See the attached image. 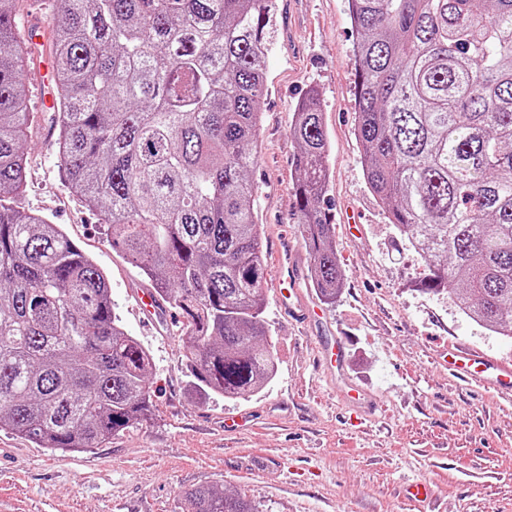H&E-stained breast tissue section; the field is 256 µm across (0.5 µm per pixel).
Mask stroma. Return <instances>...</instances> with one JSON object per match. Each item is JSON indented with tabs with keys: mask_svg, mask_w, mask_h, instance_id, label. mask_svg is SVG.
<instances>
[{
	"mask_svg": "<svg viewBox=\"0 0 512 512\" xmlns=\"http://www.w3.org/2000/svg\"><path fill=\"white\" fill-rule=\"evenodd\" d=\"M356 43L348 0H274L251 204L269 270L290 253L305 300L324 317L297 324L266 288L261 318L277 370L244 399L189 392L179 320L170 310L153 324L140 318L143 276L112 248L98 214L68 193L52 115L37 113L23 205L48 215L106 274L123 327L150 353L153 415L81 451L0 430V512H182L183 491L200 485L246 495L260 512H418L405 493L415 481L430 484L436 512H512V399L464 386L433 363L448 344L512 361V338L467 318L447 292L420 288L423 261L364 176ZM312 87L330 145L325 208L344 276L328 303L308 278L293 193L290 126ZM328 336L343 343L345 370L372 412H356L324 378L315 348ZM228 415L251 428L225 434Z\"/></svg>",
	"mask_w": 512,
	"mask_h": 512,
	"instance_id": "stroma-1",
	"label": "stroma"
}]
</instances>
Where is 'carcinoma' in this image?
<instances>
[{"instance_id": "1", "label": "carcinoma", "mask_w": 512, "mask_h": 512, "mask_svg": "<svg viewBox=\"0 0 512 512\" xmlns=\"http://www.w3.org/2000/svg\"><path fill=\"white\" fill-rule=\"evenodd\" d=\"M0 0V429L97 448L152 414L150 354L108 280L20 201L35 115L30 53ZM56 154L68 190L179 312L201 398H244L275 373L267 265L246 174L258 161L272 0H47ZM357 137L371 191L468 317L512 336V0H349ZM311 279L343 285L323 207L319 94L290 130ZM183 512H259L201 486Z\"/></svg>"}]
</instances>
